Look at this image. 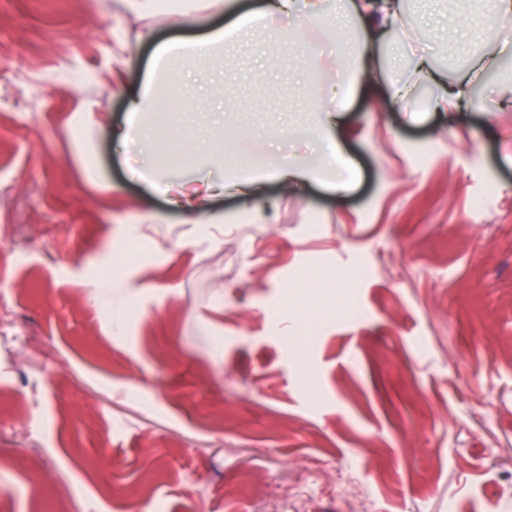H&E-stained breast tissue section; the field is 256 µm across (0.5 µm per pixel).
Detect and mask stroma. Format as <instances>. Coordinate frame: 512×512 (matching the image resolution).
<instances>
[{
    "label": "stroma",
    "instance_id": "35a3bbf8",
    "mask_svg": "<svg viewBox=\"0 0 512 512\" xmlns=\"http://www.w3.org/2000/svg\"><path fill=\"white\" fill-rule=\"evenodd\" d=\"M154 19L163 40L225 22L215 0ZM139 22L125 0H0V512H512V29L457 121L357 97L351 190H228L218 229L140 173L191 177L212 148L228 182L229 154L314 163L319 60L253 32L182 74L200 97L155 115L181 140L147 157L114 137L150 65ZM462 24L488 27L479 0L405 21L452 78ZM319 294L344 311L311 324Z\"/></svg>",
    "mask_w": 512,
    "mask_h": 512
}]
</instances>
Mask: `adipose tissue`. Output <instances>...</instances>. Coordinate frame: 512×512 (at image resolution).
<instances>
[{"label":"adipose tissue","instance_id":"adipose-tissue-1","mask_svg":"<svg viewBox=\"0 0 512 512\" xmlns=\"http://www.w3.org/2000/svg\"><path fill=\"white\" fill-rule=\"evenodd\" d=\"M404 16V0H261L256 11L194 37L160 40L155 35V24H148L137 33L136 40L151 45L150 68L145 84L129 96L128 121L120 137L126 142L157 140L158 131L147 123L146 117L160 111L163 97L169 95L166 73L173 64H188L218 49L237 46L257 28L289 43L297 54L309 56L314 47L305 37L306 28L338 24L352 31L354 38L330 60V67L337 73L336 81L313 90L316 104L309 117L323 146L321 166L316 169L288 160L277 164L271 176L289 188L318 181L333 190L346 189V182L335 177L340 160L336 132L342 122L341 102L350 101L358 90L383 80L387 83V104L405 110L414 101L419 83L424 82L431 88L428 109L452 114L470 107L474 84L495 64L496 54L488 49L492 40L490 31L467 28L456 39L462 55L475 60L465 75L448 80L435 69L431 54L415 47L410 54V77L393 79L386 46L391 31L403 29ZM145 181L154 192L165 196L173 208L199 217L206 213L213 196L221 191L220 185L206 179L171 180L152 174Z\"/></svg>","mask_w":512,"mask_h":512}]
</instances>
